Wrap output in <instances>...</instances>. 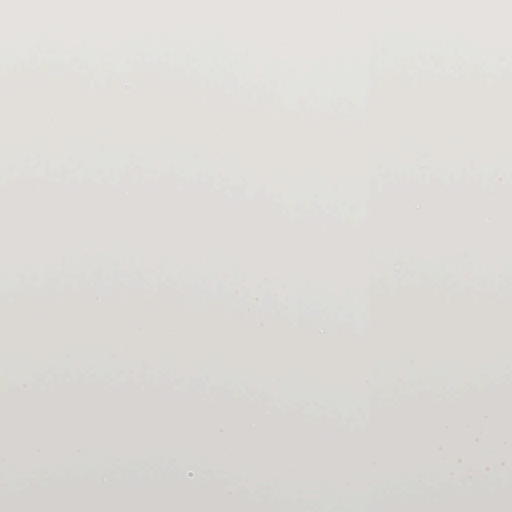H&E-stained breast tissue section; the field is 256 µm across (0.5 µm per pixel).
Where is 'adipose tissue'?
<instances>
[{"mask_svg":"<svg viewBox=\"0 0 512 512\" xmlns=\"http://www.w3.org/2000/svg\"><path fill=\"white\" fill-rule=\"evenodd\" d=\"M512 250H412L339 257L322 275V255L180 246H16L0 260V314L26 309L16 336L40 344L25 357L0 352V415L32 422L24 437L0 432V455L16 466L0 473V503L33 481L69 472L93 448L112 452L94 472L87 498L68 497L73 512H292L298 491L324 489L346 502L400 482L398 494L376 498L377 512H512V494L477 491L512 474V393L461 391L447 408L401 403L375 428L349 433L312 426L291 407L296 372L332 375L373 411L385 391L427 375L443 356L438 337L454 339L458 372L478 378L500 367L499 341L512 334L505 295L473 288ZM451 270V285L413 287L415 264ZM116 267L111 283L95 270ZM220 289L199 287L214 267ZM357 299L363 320L303 322L297 296L318 292ZM162 343L169 368L188 374L216 354L222 372L237 373L247 345L260 347L259 383L269 402L206 398L191 389H107L77 382L79 349L111 374L135 344ZM485 352L471 356L474 338ZM44 373L56 384L38 386ZM148 462L176 467L178 488L152 485L143 501L116 498L119 466ZM269 476L274 497L255 496L244 480Z\"/></svg>","mask_w":512,"mask_h":512,"instance_id":"obj_1","label":"adipose tissue"}]
</instances>
